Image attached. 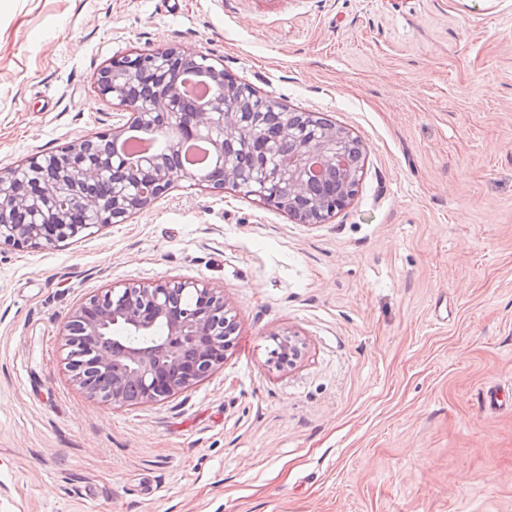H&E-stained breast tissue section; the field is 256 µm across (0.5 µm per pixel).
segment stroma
Returning <instances> with one entry per match:
<instances>
[{
    "label": "stroma",
    "instance_id": "stroma-1",
    "mask_svg": "<svg viewBox=\"0 0 512 512\" xmlns=\"http://www.w3.org/2000/svg\"><path fill=\"white\" fill-rule=\"evenodd\" d=\"M171 46L361 140L355 194L306 226L178 179L83 240L0 245V512H512V0H0V168L111 132L97 73ZM177 279L223 292V365L90 397L72 310ZM273 341L276 343V348L273 349L272 358L274 363L287 366L288 368L294 366L302 355L301 343L297 339L298 335L295 334H279L274 333Z\"/></svg>",
    "mask_w": 512,
    "mask_h": 512
}]
</instances>
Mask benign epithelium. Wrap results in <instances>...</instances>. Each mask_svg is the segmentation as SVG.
I'll return each mask as SVG.
<instances>
[{
  "instance_id": "obj_1",
  "label": "benign epithelium",
  "mask_w": 512,
  "mask_h": 512,
  "mask_svg": "<svg viewBox=\"0 0 512 512\" xmlns=\"http://www.w3.org/2000/svg\"><path fill=\"white\" fill-rule=\"evenodd\" d=\"M201 67L215 93L191 103L183 76ZM99 95L131 112L105 135L85 137L26 163L0 168V244L40 248L77 241L148 208L170 188L173 158L189 139L213 148L212 168L181 177L225 184L283 209L300 224L325 221L352 198L363 145L314 112H291L272 99L252 111L254 91L232 81L202 54L172 47L112 60L97 79ZM131 131L159 138L160 151L131 157L115 145ZM158 323L166 336L151 343ZM66 360L75 381L114 405L164 399L200 382L224 363L237 323L224 296L196 282L112 288L89 297L66 325ZM274 363L292 367L302 355L295 334H273Z\"/></svg>"
}]
</instances>
